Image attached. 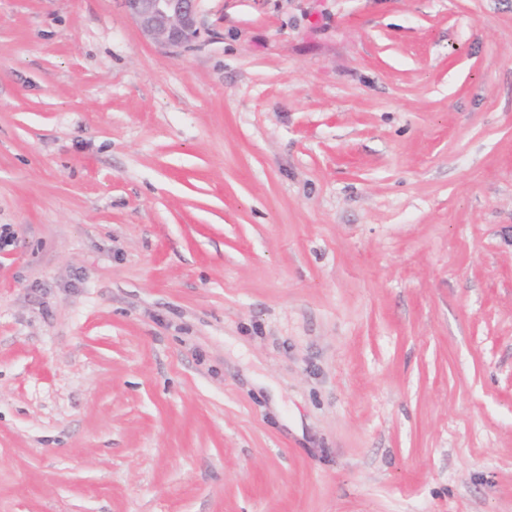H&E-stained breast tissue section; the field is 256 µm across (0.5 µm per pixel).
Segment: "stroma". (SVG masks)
I'll use <instances>...</instances> for the list:
<instances>
[{"label": "stroma", "mask_w": 512, "mask_h": 512, "mask_svg": "<svg viewBox=\"0 0 512 512\" xmlns=\"http://www.w3.org/2000/svg\"><path fill=\"white\" fill-rule=\"evenodd\" d=\"M0 0V512H512V0ZM144 36L168 48H184L199 34L196 0H124Z\"/></svg>", "instance_id": "35a3bbf8"}]
</instances>
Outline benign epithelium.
Masks as SVG:
<instances>
[{
    "instance_id": "1",
    "label": "benign epithelium",
    "mask_w": 512,
    "mask_h": 512,
    "mask_svg": "<svg viewBox=\"0 0 512 512\" xmlns=\"http://www.w3.org/2000/svg\"><path fill=\"white\" fill-rule=\"evenodd\" d=\"M144 36L168 48H184L199 34L196 0H124Z\"/></svg>"
}]
</instances>
